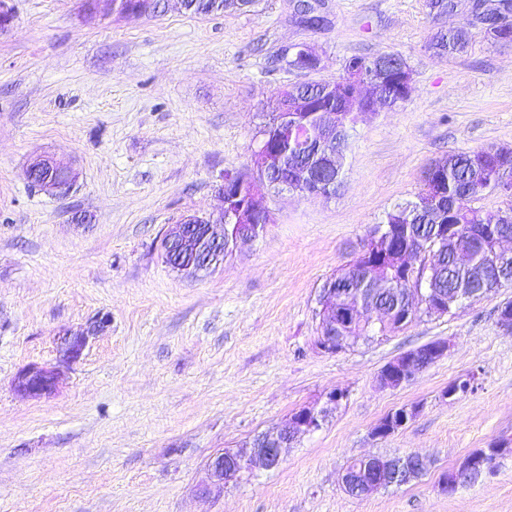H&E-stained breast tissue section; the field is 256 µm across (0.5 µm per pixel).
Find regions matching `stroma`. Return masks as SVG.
Here are the masks:
<instances>
[{
    "mask_svg": "<svg viewBox=\"0 0 512 512\" xmlns=\"http://www.w3.org/2000/svg\"><path fill=\"white\" fill-rule=\"evenodd\" d=\"M0 33V512H512V285L404 329L320 351L319 290L353 260L368 229L414 199L449 153L512 146V44L489 42L466 11L433 17L426 0H324L306 28L292 0L193 15H86V0H11ZM466 27L453 57L427 45ZM311 46L317 71L288 68ZM395 52L413 74L405 101L359 117L339 192H268L275 218L214 271L188 277L163 238L221 207L225 172L253 167L258 131L284 84L336 79L354 54ZM73 167L64 196L31 187L39 155ZM105 326L61 363L62 336ZM447 355L399 389L381 368L432 341ZM59 365L54 394L25 398L23 367ZM467 392L442 393L460 377ZM339 392L321 428L278 468L206 495L209 458L238 449ZM418 407L384 439L389 412ZM505 447L493 474L440 489L471 451ZM415 453L418 480L356 498L344 467Z\"/></svg>",
    "mask_w": 512,
    "mask_h": 512,
    "instance_id": "35a3bbf8",
    "label": "stroma"
}]
</instances>
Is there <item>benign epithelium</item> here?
I'll list each match as a JSON object with an SVG mask.
<instances>
[{"mask_svg":"<svg viewBox=\"0 0 512 512\" xmlns=\"http://www.w3.org/2000/svg\"><path fill=\"white\" fill-rule=\"evenodd\" d=\"M117 8L127 16L131 15L127 0H93L88 16L94 17L101 7ZM492 41L496 44H512V18L500 16L492 29ZM412 84L411 69L402 64L393 72L382 67L375 57L364 59L347 76L343 87L347 88L352 98L362 105V110L368 111L373 102H383L381 89L394 85L399 89L397 102L401 103L407 97ZM289 123V131L297 142L296 151L308 152L311 144L321 146V157L336 161V153L330 148V142L336 136V113L313 112L309 117L298 120L294 109L284 106L279 113L276 124ZM255 172L239 174L228 172L219 188L222 207L218 216L189 215L169 234L162 243L163 251L175 250V245L198 256L199 268L206 270L224 259L228 247H239L255 241L266 226L274 223L273 213L266 200V190L272 184L265 178V173H278L283 177V185L292 193L299 196L329 195V186L317 180L312 171L306 166L288 169V150L284 149L276 137L269 134L261 135L254 149ZM77 174L69 167L62 166L51 158L34 160L28 169V178L41 190L54 193L68 190ZM495 192L505 200L512 199V169L506 165L497 169ZM246 196V204L237 207L233 201L240 196ZM512 222V209L500 211L489 224H473L469 226L465 237L460 239L453 234L454 227L444 224L437 226L432 238L443 243L453 241V258L459 265H469L470 254L475 243L490 235L499 234L502 224ZM194 224H222L224 234L219 237L213 232H207L200 240L190 237L186 228ZM381 257L379 246L367 245L358 250L352 266L369 270L375 266ZM416 297L420 305L430 312H440L448 305L437 291L427 288L417 289ZM352 302L351 289L338 288L331 285L322 289V303L328 312V329L320 330L316 345L325 352L336 349L334 329L349 325L350 321L365 314L360 305L350 309ZM87 345V337L65 336L62 338V353L67 363L78 360ZM448 351V343L435 341L416 347L388 362L378 374V381L384 388L397 389L409 382L416 373L442 359ZM59 371L53 366H28L16 375L14 388L17 393L27 397H38L52 394L57 386ZM343 397V394L333 392L328 395L325 405L320 409L303 408L294 413L285 426L257 435L245 450H225L214 454L208 461L207 482L202 487L205 494H221L235 486L246 475L252 474L257 468L273 469L278 467L297 434L310 432L317 428L320 420L327 417L332 406ZM416 414V409L406 408L392 417L386 424L377 425L372 436L386 438L405 427ZM502 452L498 447L484 448L472 451L464 456L458 466L448 475L447 491L455 492L459 487L470 484L475 478L490 470L494 458ZM426 465V459L418 454H407L395 457L385 463L372 461L364 472V477L355 487L354 492L363 496L372 489L401 486L414 480L416 473Z\"/></svg>","mask_w":512,"mask_h":512,"instance_id":"7a95c632","label":"benign epithelium"}]
</instances>
